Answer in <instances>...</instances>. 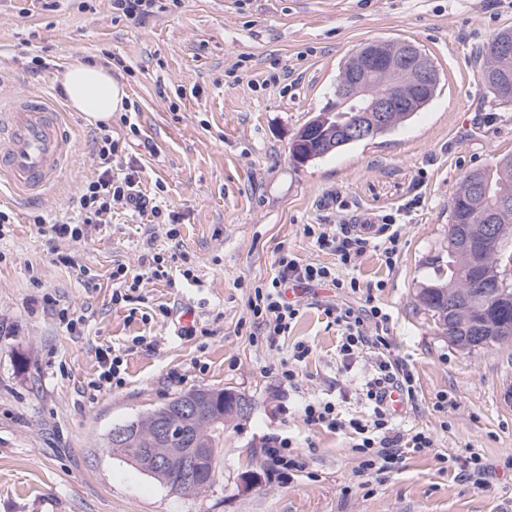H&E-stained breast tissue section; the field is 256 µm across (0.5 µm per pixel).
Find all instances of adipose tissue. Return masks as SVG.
<instances>
[{"mask_svg": "<svg viewBox=\"0 0 512 512\" xmlns=\"http://www.w3.org/2000/svg\"><path fill=\"white\" fill-rule=\"evenodd\" d=\"M59 82L72 107L94 121L110 122L113 113L124 109V86L113 78L111 69L101 64L68 66Z\"/></svg>", "mask_w": 512, "mask_h": 512, "instance_id": "1", "label": "adipose tissue"}]
</instances>
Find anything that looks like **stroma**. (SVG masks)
I'll use <instances>...</instances> for the list:
<instances>
[{
	"mask_svg": "<svg viewBox=\"0 0 512 512\" xmlns=\"http://www.w3.org/2000/svg\"><path fill=\"white\" fill-rule=\"evenodd\" d=\"M509 25L507 0H182L139 22L113 15L109 0H0V104L48 95L73 141L42 196L0 187V207L15 216L0 240V512H512V343L460 351L417 300L448 273V205L461 174L512 154V103L493 98L473 58ZM375 39L426 51L440 75L433 101L383 138L296 164V133L333 100L347 57ZM37 55L49 66L35 75ZM109 58L127 92L109 123L116 160L141 167L142 197L177 215L178 235L151 206L117 205L85 239L58 243L33 217L72 213L97 172L98 132L58 93V75ZM366 211L402 226L393 266L370 247L353 274L390 314V350L414 374L415 401L397 421L435 445L364 484L348 436L299 412L319 396L336 400L343 418L366 415L374 358L344 366L324 313L360 297L298 289L300 315L272 347L253 335L247 301L280 255L336 265L306 225H351ZM58 250L73 264L54 262ZM152 250L172 282L145 278ZM121 263L142 274L143 303L113 304ZM64 309L85 315L83 333L67 332ZM189 309L194 336L178 324ZM138 336L147 345H134ZM300 341L310 353L291 385L280 362ZM107 348L123 359V383L96 390ZM197 388L252 402L247 417L226 423L209 488L172 490L108 452L114 428ZM441 395L448 407H437ZM276 436L297 442L300 470L265 460ZM469 448L489 467L486 487L439 469L437 454Z\"/></svg>",
	"mask_w": 512,
	"mask_h": 512,
	"instance_id": "1",
	"label": "stroma"
}]
</instances>
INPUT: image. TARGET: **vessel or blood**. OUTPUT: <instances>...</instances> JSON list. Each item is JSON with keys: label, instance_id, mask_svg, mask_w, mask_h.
I'll use <instances>...</instances> for the list:
<instances>
[{"label": "vessel or blood", "instance_id": "b4317fda", "mask_svg": "<svg viewBox=\"0 0 512 512\" xmlns=\"http://www.w3.org/2000/svg\"><path fill=\"white\" fill-rule=\"evenodd\" d=\"M71 154L70 136L48 96L16 98L0 113V176L22 193L42 195Z\"/></svg>", "mask_w": 512, "mask_h": 512}]
</instances>
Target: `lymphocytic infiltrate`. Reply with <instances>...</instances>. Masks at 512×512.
<instances>
[{
	"label": "lymphocytic infiltrate",
	"instance_id": "lymphocytic-infiltrate-1",
	"mask_svg": "<svg viewBox=\"0 0 512 512\" xmlns=\"http://www.w3.org/2000/svg\"><path fill=\"white\" fill-rule=\"evenodd\" d=\"M117 144L109 129H102L95 141L98 161L96 177L85 182L76 200V216H61L46 222L43 216H35L39 230L54 240L79 241L84 238L89 225L105 222L116 204L144 208L146 201L136 194L140 181L139 172L129 166L120 170L112 166ZM319 248L335 252L337 267L303 263L284 254L277 258L274 276L254 287L248 310L251 320L267 343H276L287 334L300 310L289 302L284 290L287 285L299 286L327 284L333 288L357 293L360 282L350 276L359 258L370 244L369 237L356 233L349 225L340 224L335 234L315 231L307 227ZM346 268L347 276H340L339 268ZM341 331L340 352L343 359L353 360L366 351L375 355L374 374L366 383L365 398L372 407L364 419H342L333 401L322 399L305 403L301 412L307 424L318 425L331 432L343 431L351 439V448L359 458L360 473H387L400 464L408 452H419L434 447L430 434L422 431L402 432L393 422V416L384 404L388 389L395 388L414 397V375L407 363L391 357L386 339L390 315L382 307L371 304L364 308L335 307L328 309Z\"/></svg>",
	"mask_w": 512,
	"mask_h": 512
}]
</instances>
